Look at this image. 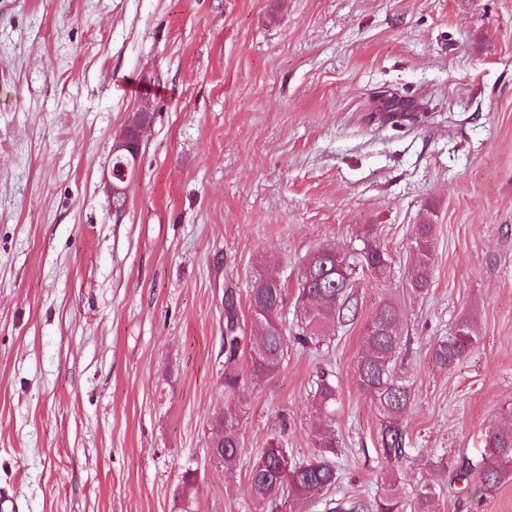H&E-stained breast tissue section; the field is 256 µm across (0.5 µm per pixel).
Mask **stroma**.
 <instances>
[{
    "mask_svg": "<svg viewBox=\"0 0 512 512\" xmlns=\"http://www.w3.org/2000/svg\"><path fill=\"white\" fill-rule=\"evenodd\" d=\"M410 99L395 127L381 91ZM149 107L123 212L107 173L129 113ZM436 227L428 293L406 283L415 225ZM374 230L387 272L358 282V317L317 350L224 397V291L240 326L256 271L287 288L303 258ZM405 313L414 400L404 474L435 512H512L451 484L512 420V0H0V496L20 512L257 510L248 474L280 441L309 460L317 371L339 391L335 497L381 485L379 413L355 381L364 325ZM480 343L440 367L462 314ZM237 416L232 473L208 453Z\"/></svg>",
    "mask_w": 512,
    "mask_h": 512,
    "instance_id": "1",
    "label": "stroma"
}]
</instances>
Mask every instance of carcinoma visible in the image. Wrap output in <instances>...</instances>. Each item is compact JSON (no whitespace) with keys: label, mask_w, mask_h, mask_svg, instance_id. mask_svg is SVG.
I'll return each instance as SVG.
<instances>
[{"label":"carcinoma","mask_w":512,"mask_h":512,"mask_svg":"<svg viewBox=\"0 0 512 512\" xmlns=\"http://www.w3.org/2000/svg\"><path fill=\"white\" fill-rule=\"evenodd\" d=\"M435 225L418 224L409 249L413 262L408 271L412 291L428 290L433 266ZM388 267V256L376 237L363 236L362 245L348 253H339L326 245L307 254L300 269L296 302L301 316L295 328L284 327L279 314L286 298V288L279 280L260 274L249 291L248 302L253 319L260 328L259 338L249 347L247 367L239 358L244 352L240 336L239 301L236 292L224 290V397L243 402L245 385L271 377L288 354V343L301 348H317L336 329L352 323L357 314L354 294L356 277L368 271L380 277ZM403 313L399 306L384 302L364 327L365 351L353 367L360 389L369 396L381 416L379 438L385 473L381 491L368 505L354 497L329 498L336 488L338 473L329 455L336 452V433L328 425L314 430V447L320 455L313 460L285 470L281 459L287 454L280 443L271 441L264 448L248 475L247 493L263 507L288 493L299 504L312 501L325 503V512H435L436 492L428 483L414 486L407 501L395 493L405 460L407 431L404 417L414 393L405 371L406 340L400 331ZM479 343L474 318L460 316L451 332L439 337L433 345L437 363L448 369L469 356ZM311 396L324 416L336 411L338 390L333 375L317 372ZM216 432L209 441L210 455L219 459L224 473L230 474L242 448L235 420L227 415L214 419ZM451 481L491 491L512 480V422L491 428L486 434L485 453L475 462L469 458L448 456Z\"/></svg>","instance_id":"1"}]
</instances>
